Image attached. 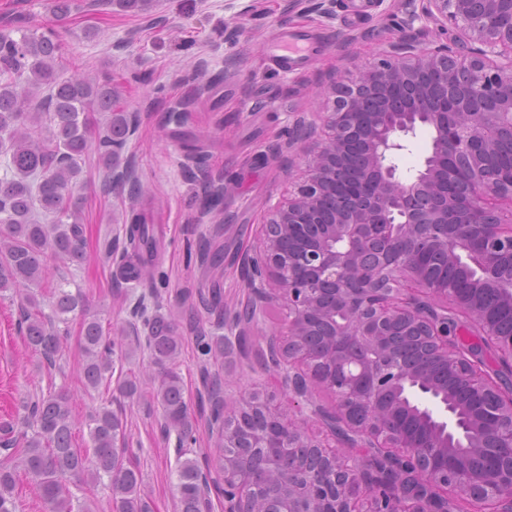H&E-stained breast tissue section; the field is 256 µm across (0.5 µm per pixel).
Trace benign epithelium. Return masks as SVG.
<instances>
[{
    "instance_id": "benign-epithelium-1",
    "label": "benign epithelium",
    "mask_w": 512,
    "mask_h": 512,
    "mask_svg": "<svg viewBox=\"0 0 512 512\" xmlns=\"http://www.w3.org/2000/svg\"><path fill=\"white\" fill-rule=\"evenodd\" d=\"M400 26L439 42L402 37L334 78L330 134L238 256L248 311L288 310L267 351L330 440L268 393L224 405V447L266 449L225 454L224 512H257L264 493L271 512H459L460 487L478 512H512V168L489 166L512 140V0H404ZM421 126L431 151L404 180L391 157ZM436 263L468 287L448 288ZM450 305L506 382L448 341ZM387 453L385 493L368 479L356 492Z\"/></svg>"
}]
</instances>
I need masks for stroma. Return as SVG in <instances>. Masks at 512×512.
Listing matches in <instances>:
<instances>
[{
    "label": "stroma",
    "instance_id": "obj_1",
    "mask_svg": "<svg viewBox=\"0 0 512 512\" xmlns=\"http://www.w3.org/2000/svg\"><path fill=\"white\" fill-rule=\"evenodd\" d=\"M401 0H335L334 19L310 9H289L287 0H153L146 12L127 13L109 0H75L65 20H55L50 0H0V29L19 23L54 27L66 60L80 72L108 74L118 91L117 109L137 118V131L124 149L146 189L137 203L113 191L96 164L86 158L83 217L88 259L60 270L69 290H81L89 314L119 335L113 385L134 379L137 393L85 390L81 382L80 314L70 317L68 347L60 369L47 373L39 353L26 345L11 296L0 297V423L17 421L24 402L48 386L72 395L73 433L88 445L85 418L111 402L123 418L132 451L127 459L140 473L152 512H179V455L204 459L209 451L211 404L202 377L221 384L225 396L270 391L271 374L258 353L286 321L285 310L258 315L247 330L246 348L236 332L218 326L204 301L221 288L224 311L247 300L236 254L254 243L265 198H286L304 170V154L289 144L295 123L319 108V92L349 62L373 61L381 43L400 37ZM289 33L307 39L308 58L277 65L265 46ZM209 88L194 95L200 83ZM224 176L229 189L206 198L203 175ZM144 214L156 249L150 282L123 280L105 262L110 244L125 248L131 211ZM148 310L174 313L181 351L174 369L195 425L196 440L178 446L161 430L163 414L152 398L154 366L137 346L132 315L137 301ZM224 336L232 345L223 360L202 353L204 338Z\"/></svg>",
    "mask_w": 512,
    "mask_h": 512
}]
</instances>
